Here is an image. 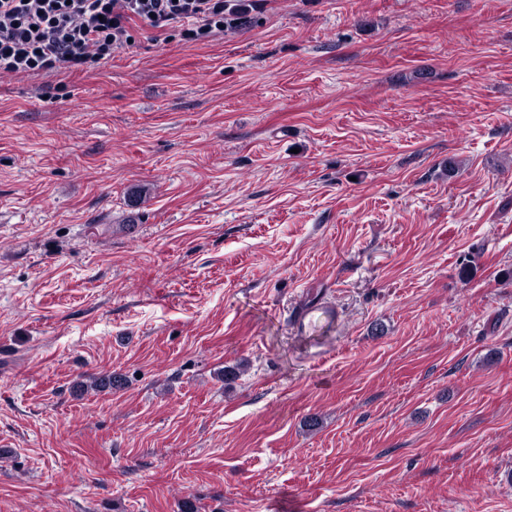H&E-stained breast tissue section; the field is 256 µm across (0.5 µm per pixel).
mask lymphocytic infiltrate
I'll return each instance as SVG.
<instances>
[{
	"label": "lymphocytic infiltrate",
	"mask_w": 512,
	"mask_h": 512,
	"mask_svg": "<svg viewBox=\"0 0 512 512\" xmlns=\"http://www.w3.org/2000/svg\"><path fill=\"white\" fill-rule=\"evenodd\" d=\"M241 13L228 0H0V73L95 68L132 45L133 19L205 42Z\"/></svg>",
	"instance_id": "obj_1"
}]
</instances>
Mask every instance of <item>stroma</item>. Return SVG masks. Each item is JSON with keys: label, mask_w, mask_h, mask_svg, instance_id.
Wrapping results in <instances>:
<instances>
[{"label": "stroma", "mask_w": 512, "mask_h": 512, "mask_svg": "<svg viewBox=\"0 0 512 512\" xmlns=\"http://www.w3.org/2000/svg\"><path fill=\"white\" fill-rule=\"evenodd\" d=\"M243 2L0 75V512H512V0Z\"/></svg>", "instance_id": "1"}]
</instances>
